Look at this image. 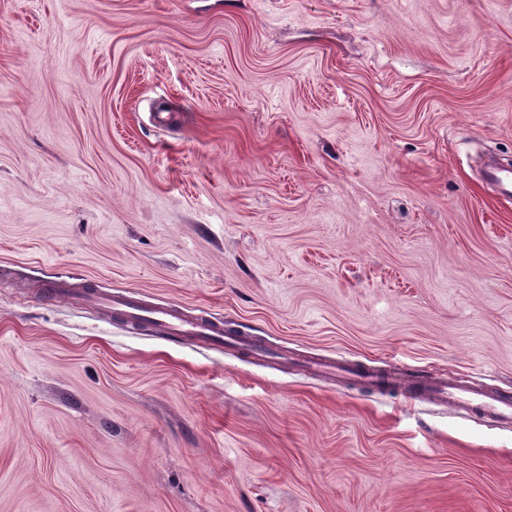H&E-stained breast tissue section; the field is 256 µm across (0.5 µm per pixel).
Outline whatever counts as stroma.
<instances>
[{"label": "stroma", "instance_id": "obj_1", "mask_svg": "<svg viewBox=\"0 0 512 512\" xmlns=\"http://www.w3.org/2000/svg\"><path fill=\"white\" fill-rule=\"evenodd\" d=\"M489 154L512 0H0V512H512V424L307 367L512 390ZM83 299L92 309L110 315L114 313L131 324L163 336L196 339L205 345L219 348L242 342L239 336L224 330L221 321L203 314L185 316L175 310L148 305L132 291L106 294L90 289L85 292Z\"/></svg>", "mask_w": 512, "mask_h": 512}]
</instances>
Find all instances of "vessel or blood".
<instances>
[{"mask_svg":"<svg viewBox=\"0 0 512 512\" xmlns=\"http://www.w3.org/2000/svg\"><path fill=\"white\" fill-rule=\"evenodd\" d=\"M485 180L495 188L500 198L512 199L511 168H488ZM84 301L92 309L116 315L131 324L164 336L195 339L219 348L235 345L240 341L239 336L225 330L221 321L203 314L185 316L168 308L146 304L132 291L106 294L90 289L85 292ZM315 368L325 373L342 372L353 382L370 384L382 391L400 389L417 400L431 401L472 413L488 421L512 422V396L489 393L474 385L448 380L444 376L415 380L346 359L335 364L319 362Z\"/></svg>","mask_w":512,"mask_h":512,"instance_id":"obj_1","label":"vessel or blood"}]
</instances>
